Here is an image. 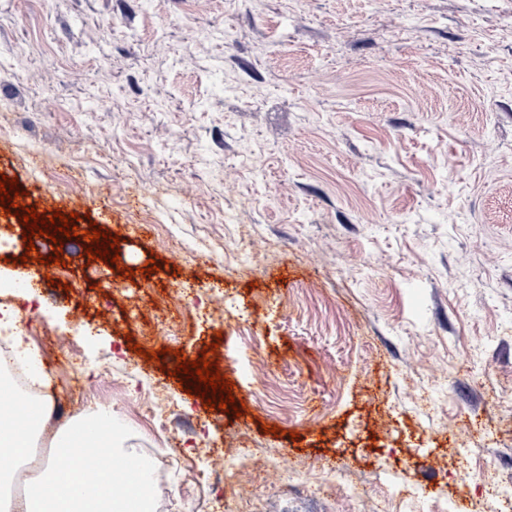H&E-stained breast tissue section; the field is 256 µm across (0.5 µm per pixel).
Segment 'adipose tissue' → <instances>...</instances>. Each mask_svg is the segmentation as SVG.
Masks as SVG:
<instances>
[{"instance_id": "ef3b65f1", "label": "adipose tissue", "mask_w": 512, "mask_h": 512, "mask_svg": "<svg viewBox=\"0 0 512 512\" xmlns=\"http://www.w3.org/2000/svg\"><path fill=\"white\" fill-rule=\"evenodd\" d=\"M47 416L46 408L24 416L20 405L0 406V459L24 458L33 435ZM106 413L92 410L58 428L50 439L52 453L42 473L13 503L11 512H151L152 485L146 470L129 474L127 454L118 433H110L114 463L106 476L91 479L78 457L81 437L98 429Z\"/></svg>"}]
</instances>
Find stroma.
Masks as SVG:
<instances>
[{"mask_svg": "<svg viewBox=\"0 0 512 512\" xmlns=\"http://www.w3.org/2000/svg\"><path fill=\"white\" fill-rule=\"evenodd\" d=\"M0 173L119 238L27 262L0 209V273L66 418L162 449L164 512H400L381 460L455 512L512 485V0H0ZM212 342L242 413L172 374ZM235 446L242 498L202 479Z\"/></svg>", "mask_w": 512, "mask_h": 512, "instance_id": "obj_1", "label": "stroma"}]
</instances>
